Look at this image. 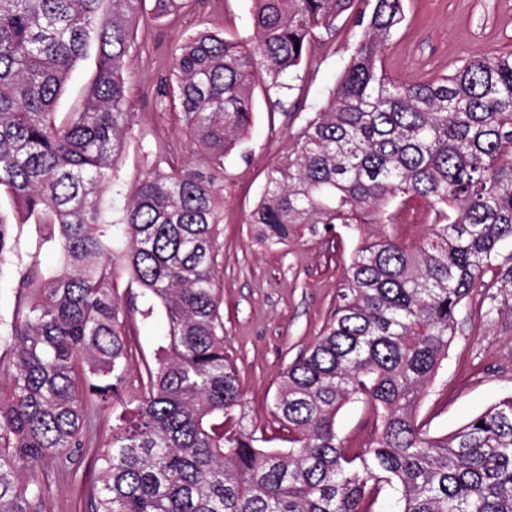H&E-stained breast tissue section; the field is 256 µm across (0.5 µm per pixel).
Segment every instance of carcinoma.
<instances>
[{
	"instance_id": "cac0c4a2",
	"label": "carcinoma",
	"mask_w": 512,
	"mask_h": 512,
	"mask_svg": "<svg viewBox=\"0 0 512 512\" xmlns=\"http://www.w3.org/2000/svg\"><path fill=\"white\" fill-rule=\"evenodd\" d=\"M0 0V267L22 225L57 246L56 271L20 265L0 327V512H37L23 480L86 447L94 403L112 406L97 449L91 512H512V394L451 435L419 419L448 356L455 315L487 271L512 290V53L473 58L432 81L398 84L384 50L403 0H251L252 33L203 31L166 52L161 102L178 114L187 158L118 168L133 129L125 77L145 15L185 0ZM363 27L326 102L268 173L249 216L269 247L319 227L389 224L392 205L430 210L428 240H364L336 316L287 368L270 405L290 447L239 426L243 389L224 353V158L254 120V92L290 88L315 36L343 17ZM96 73L82 104L57 107L78 62ZM137 292L122 297L121 281ZM150 306L142 310L137 299ZM160 310L164 344L142 396L123 384L133 313ZM360 402L371 439L348 448L336 415Z\"/></svg>"
}]
</instances>
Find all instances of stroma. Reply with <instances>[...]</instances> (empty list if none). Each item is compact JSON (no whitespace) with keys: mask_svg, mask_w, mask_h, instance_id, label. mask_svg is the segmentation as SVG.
Listing matches in <instances>:
<instances>
[{"mask_svg":"<svg viewBox=\"0 0 512 512\" xmlns=\"http://www.w3.org/2000/svg\"><path fill=\"white\" fill-rule=\"evenodd\" d=\"M403 10L404 20L384 54L386 71L396 81L432 80L471 58L512 51V0H404ZM250 28V0H188L176 22L140 26L126 72L134 130L119 171L124 181H136L159 150L179 138L175 113L158 98L168 74L167 48L204 29L230 38L247 35ZM359 34L353 21L340 24L335 38L314 41L312 57L298 69L291 89L274 98L257 93L247 138L224 161V349L244 392L241 424L269 448L287 445V431L270 412L278 381L331 322L357 245L383 233L415 246L430 232L420 202L399 211L391 224H367L337 235L308 233L279 248L262 245L248 222L270 168L324 102L348 61V45ZM492 306L499 313L491 322L486 312ZM456 319L448 358L420 404L434 436L452 432L512 393V296L498 288L494 273L477 281ZM165 331L161 313L132 319L128 380H136ZM92 419L93 445L74 464L64 469L47 462L37 468L35 478L44 490L39 512H88L94 447L107 435L112 413L98 409ZM336 431L354 446L371 438L373 422L362 404L350 403L338 414Z\"/></svg>","mask_w":512,"mask_h":512,"instance_id":"obj_1","label":"stroma"}]
</instances>
